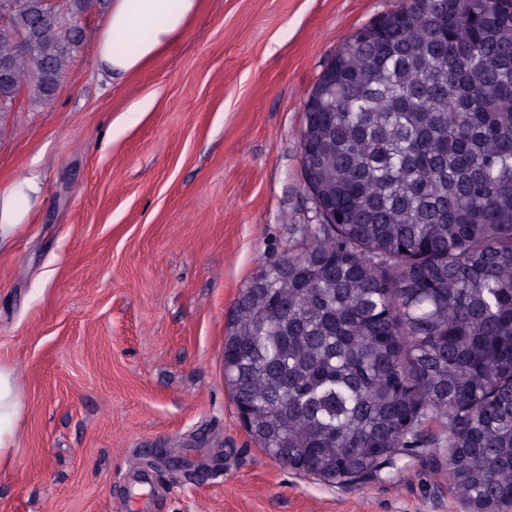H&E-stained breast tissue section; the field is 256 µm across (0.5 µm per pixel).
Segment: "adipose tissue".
I'll return each mask as SVG.
<instances>
[{
	"instance_id": "adipose-tissue-1",
	"label": "adipose tissue",
	"mask_w": 512,
	"mask_h": 512,
	"mask_svg": "<svg viewBox=\"0 0 512 512\" xmlns=\"http://www.w3.org/2000/svg\"><path fill=\"white\" fill-rule=\"evenodd\" d=\"M202 0H112L106 22L97 37L99 61L112 78L140 71L172 44L198 14ZM146 38H139V31ZM136 36L132 49L122 38ZM40 193V179L31 175L0 194V253L9 251L32 201ZM25 402L14 368L0 365V466L7 465L16 446L17 424Z\"/></svg>"
}]
</instances>
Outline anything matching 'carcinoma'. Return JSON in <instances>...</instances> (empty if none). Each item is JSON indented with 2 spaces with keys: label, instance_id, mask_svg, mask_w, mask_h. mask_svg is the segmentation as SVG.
<instances>
[{
  "label": "carcinoma",
  "instance_id": "carcinoma-1",
  "mask_svg": "<svg viewBox=\"0 0 512 512\" xmlns=\"http://www.w3.org/2000/svg\"><path fill=\"white\" fill-rule=\"evenodd\" d=\"M103 4L0 0L34 46L0 37V116L53 100ZM304 126L332 223L236 307L249 434L340 485L429 448L461 497L512 507V0H405L342 43Z\"/></svg>",
  "mask_w": 512,
  "mask_h": 512
}]
</instances>
